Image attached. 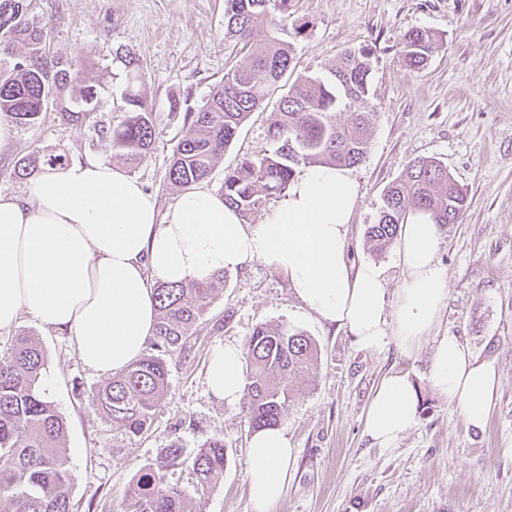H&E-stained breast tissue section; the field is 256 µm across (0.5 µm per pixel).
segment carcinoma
Instances as JSON below:
<instances>
[{"instance_id":"carcinoma-1","label":"carcinoma","mask_w":512,"mask_h":512,"mask_svg":"<svg viewBox=\"0 0 512 512\" xmlns=\"http://www.w3.org/2000/svg\"><path fill=\"white\" fill-rule=\"evenodd\" d=\"M225 35L249 46V61L224 74L212 94L186 110L181 135L166 172L167 183L186 190L207 180L214 162L224 154L243 123L264 101L279 90L291 64L292 45L277 36L253 42L261 22L272 30L279 21L270 8L286 9L287 0H225ZM23 0L0 5V56L7 66L0 70V121L18 128L41 124L47 114L43 101L55 92V111L69 122L90 119L97 93L81 91V101L65 100L75 63L46 52L44 29L18 18ZM26 52L17 58L16 42ZM438 48L436 35L415 29L404 37L409 66L420 68ZM371 63L367 55L349 52L330 77L306 76L293 83L278 104L276 119L268 127L271 153L244 157L224 175V200L247 218L267 199L283 193L297 170L311 164L353 167L364 157L373 113L356 112L351 122L338 124L335 112L343 100L362 102L370 93ZM341 88L343 95L336 94ZM125 119L116 127L95 125L110 138L112 150L132 167L150 153L154 143V114L146 98L135 89L123 98ZM67 160L31 153L14 168L19 179L46 166H63ZM466 206V193L452 179L448 167L437 159H419L385 191L375 223L367 225L366 238L377 251L386 250L398 236L409 210L431 212L439 224H454ZM218 273L210 280L184 285L162 283L156 291L157 321L151 344L159 352L183 348L206 314ZM244 408L248 427L256 432L279 426L302 387L298 375L317 367L316 343L287 327L257 326L246 338ZM46 356L29 336H14L6 355L0 357V512H74L72 479L65 456L66 424L41 388ZM168 388L165 361L145 356L112 379L89 391V405L130 437L149 431L159 401ZM190 461L201 494L224 478V440L213 438L192 458L172 442L165 460L134 476L130 512H190L178 488L164 482L163 469Z\"/></svg>"}]
</instances>
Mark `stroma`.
Returning <instances> with one entry per match:
<instances>
[{"label": "stroma", "instance_id": "obj_1", "mask_svg": "<svg viewBox=\"0 0 512 512\" xmlns=\"http://www.w3.org/2000/svg\"><path fill=\"white\" fill-rule=\"evenodd\" d=\"M22 19L47 29L50 54L76 61L79 86L98 90L96 119L115 125L125 115L122 94L130 68L155 113L154 144L130 168L159 208L176 194L165 172L182 130L184 109L208 98L247 50L224 34V0H24ZM293 44L283 78L327 75L347 51L371 60L374 124L358 183L350 231L352 261L380 264L389 290L402 282L394 250L372 251L365 237L385 189L407 163L431 157L447 165L467 193L455 224L442 225L437 256L448 275V297L429 340L407 353L356 345L341 328L320 324L287 281L257 261L218 282L204 321L186 347L165 353L168 392L151 429L140 437L98 414L86 400L104 379L87 368L73 341L22 318L0 332V354L13 333L44 349L48 394L67 424V466L77 512H128L133 476L162 460L172 441L194 454L208 439H224V479L205 498L196 494L190 464L168 468L165 483L182 490L192 512H252L243 405L211 396L207 366L214 345L244 344L253 328L280 324L310 336L319 349L306 393L291 403L283 425L296 452L282 500L272 512H512V0H288L280 15ZM425 28L441 40L427 65L402 56L406 32ZM183 108L172 111L171 97ZM270 100L254 112L215 164L208 181L221 190L224 174L244 156L269 152ZM37 152L76 160L98 155L119 164L109 139L92 126L56 113L16 129L0 151V192L16 194L20 157ZM455 334L500 384L483 430L467 426L428 379L435 338ZM403 374L416 390L418 423L392 447L373 444L364 430L369 401L381 378Z\"/></svg>", "mask_w": 512, "mask_h": 512}]
</instances>
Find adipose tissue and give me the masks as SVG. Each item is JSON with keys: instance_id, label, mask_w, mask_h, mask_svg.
<instances>
[{"instance_id": "obj_1", "label": "adipose tissue", "mask_w": 512, "mask_h": 512, "mask_svg": "<svg viewBox=\"0 0 512 512\" xmlns=\"http://www.w3.org/2000/svg\"><path fill=\"white\" fill-rule=\"evenodd\" d=\"M357 196L347 169L306 165L261 221L247 224L204 182L161 211L137 179L101 158L44 168L20 194L0 193V331L29 317L70 336L85 366L107 376L142 356L154 333L156 283L204 281L255 259L284 275L319 322L345 328L360 347L416 350L448 295L440 226L423 210L408 216L397 247L403 280L389 292L381 265L348 257ZM429 380L469 426L486 425L499 377L458 336L436 339ZM207 381L226 405L242 400L238 344L213 347ZM416 423L410 381L387 375L370 400L367 435L387 448ZM248 457L253 512H271L295 463L286 429L255 432Z\"/></svg>"}]
</instances>
